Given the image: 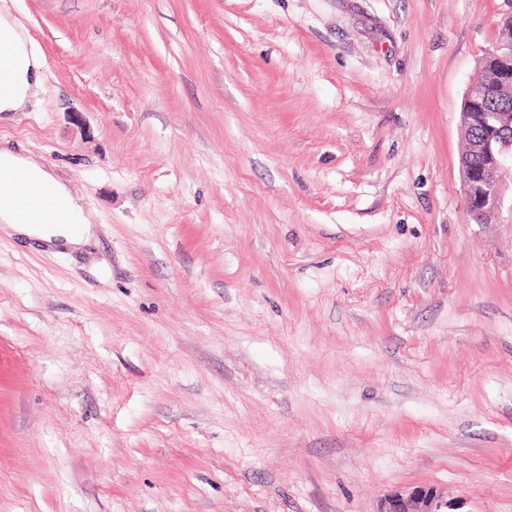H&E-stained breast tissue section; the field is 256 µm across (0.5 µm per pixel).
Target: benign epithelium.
<instances>
[{"label": "benign epithelium", "instance_id": "benign-epithelium-1", "mask_svg": "<svg viewBox=\"0 0 512 512\" xmlns=\"http://www.w3.org/2000/svg\"><path fill=\"white\" fill-rule=\"evenodd\" d=\"M494 63L495 83L475 82L465 94L460 112L463 137L472 130L483 129L478 139L468 141L471 154L479 163L461 161L464 186L465 215L475 224L512 223V187L502 179V173L512 165V110L486 112L491 95L512 100V37L499 41L479 58L483 69ZM378 512H452L448 498L435 486L421 485L410 490H394L381 502Z\"/></svg>", "mask_w": 512, "mask_h": 512}]
</instances>
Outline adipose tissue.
Masks as SVG:
<instances>
[{
	"instance_id": "obj_1",
	"label": "adipose tissue",
	"mask_w": 512,
	"mask_h": 512,
	"mask_svg": "<svg viewBox=\"0 0 512 512\" xmlns=\"http://www.w3.org/2000/svg\"><path fill=\"white\" fill-rule=\"evenodd\" d=\"M0 42L8 44L13 52V75L0 86V112L24 111L36 90L43 82L44 63L31 51L23 32L10 19L0 16ZM0 166L23 170L37 182L47 184L55 195L65 200L68 214L65 219L50 224H26L19 217L9 199L0 200V223L14 233L36 238L47 243H61L71 247L84 245L91 234V227L79 200L67 186L55 179L37 163L20 156L9 147L0 148Z\"/></svg>"
}]
</instances>
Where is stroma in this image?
<instances>
[{
    "mask_svg": "<svg viewBox=\"0 0 512 512\" xmlns=\"http://www.w3.org/2000/svg\"><path fill=\"white\" fill-rule=\"evenodd\" d=\"M0 140L88 245L0 229V512H512V224L459 112L512 0H0ZM0 41L13 52V75L0 87V112H22L43 82L44 63L28 48L23 32L10 19L0 16ZM448 498L435 486L421 485L411 490L387 494L377 512H458L452 511Z\"/></svg>",
    "mask_w": 512,
    "mask_h": 512,
    "instance_id": "1",
    "label": "stroma"
}]
</instances>
